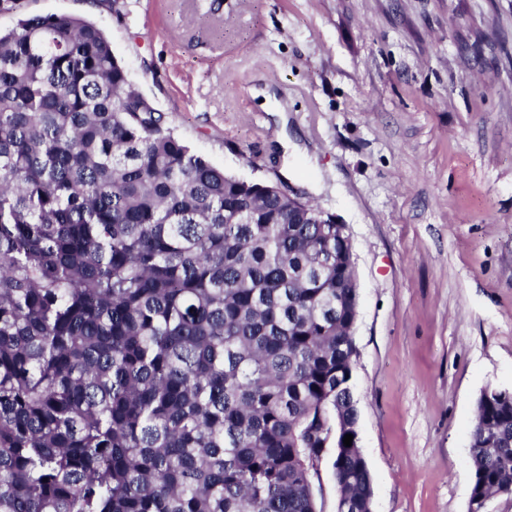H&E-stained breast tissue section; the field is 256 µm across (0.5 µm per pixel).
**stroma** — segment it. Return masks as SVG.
<instances>
[{
    "label": "stroma",
    "instance_id": "stroma-1",
    "mask_svg": "<svg viewBox=\"0 0 512 512\" xmlns=\"http://www.w3.org/2000/svg\"><path fill=\"white\" fill-rule=\"evenodd\" d=\"M23 12L91 20L195 153L345 224L373 512H468L476 399L512 390V0H23L0 29Z\"/></svg>",
    "mask_w": 512,
    "mask_h": 512
}]
</instances>
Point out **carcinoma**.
Masks as SVG:
<instances>
[{
    "label": "carcinoma",
    "mask_w": 512,
    "mask_h": 512,
    "mask_svg": "<svg viewBox=\"0 0 512 512\" xmlns=\"http://www.w3.org/2000/svg\"><path fill=\"white\" fill-rule=\"evenodd\" d=\"M327 216L193 153L94 23L0 32V512H317L330 447L367 512L357 281ZM470 448L488 512L512 390L481 392Z\"/></svg>",
    "instance_id": "cac0c4a2"
}]
</instances>
